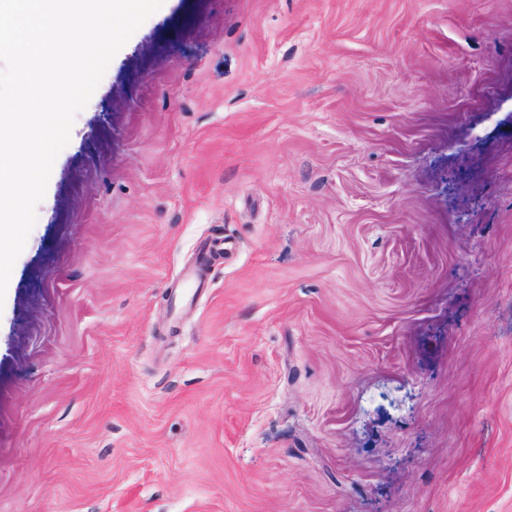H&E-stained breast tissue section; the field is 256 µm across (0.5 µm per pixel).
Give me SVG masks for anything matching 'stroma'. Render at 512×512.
I'll return each instance as SVG.
<instances>
[{"label": "stroma", "mask_w": 512, "mask_h": 512, "mask_svg": "<svg viewBox=\"0 0 512 512\" xmlns=\"http://www.w3.org/2000/svg\"><path fill=\"white\" fill-rule=\"evenodd\" d=\"M0 512H512V0H163L0 301Z\"/></svg>", "instance_id": "obj_1"}]
</instances>
